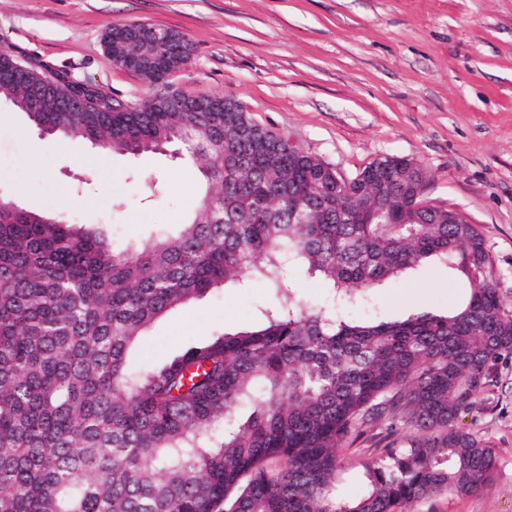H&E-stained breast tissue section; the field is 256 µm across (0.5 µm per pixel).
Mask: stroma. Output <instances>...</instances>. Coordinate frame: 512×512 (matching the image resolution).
<instances>
[{
    "label": "stroma",
    "mask_w": 512,
    "mask_h": 512,
    "mask_svg": "<svg viewBox=\"0 0 512 512\" xmlns=\"http://www.w3.org/2000/svg\"><path fill=\"white\" fill-rule=\"evenodd\" d=\"M143 22L189 42L170 83L227 96L261 126L346 177L384 156L428 173L424 198L463 212L485 239L489 275L512 305V0H0V48L44 74L103 95L153 92L102 44L112 26ZM163 182L149 196L144 180ZM203 180L170 153L107 154L41 133L0 102V196L38 213L107 224L116 247L173 234ZM466 288L428 263L373 292L379 316L447 314ZM269 297L259 282L170 311L143 336L133 368L153 366L215 331L250 328ZM471 429L495 448L492 488L439 496L412 512H512V364L482 395Z\"/></svg>",
    "instance_id": "35a3bbf8"
}]
</instances>
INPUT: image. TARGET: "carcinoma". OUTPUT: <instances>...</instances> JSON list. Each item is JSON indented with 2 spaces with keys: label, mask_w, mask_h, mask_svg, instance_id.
Wrapping results in <instances>:
<instances>
[{
  "label": "carcinoma",
  "mask_w": 512,
  "mask_h": 512,
  "mask_svg": "<svg viewBox=\"0 0 512 512\" xmlns=\"http://www.w3.org/2000/svg\"><path fill=\"white\" fill-rule=\"evenodd\" d=\"M152 26L103 40L136 53L155 92L112 99L18 68L0 50V99L25 111L43 92L73 112H29L49 135L106 153L175 147L204 193L180 230L119 249L101 226L0 198V512H409L493 486L500 463L462 418L512 361V307L488 273L484 237L424 203L427 172L399 156L345 178L255 123L233 99L169 86L179 59ZM428 261L467 284L447 315L350 316L379 283ZM295 266L319 278L307 304ZM262 281L273 301L254 327L219 331L132 370L131 350L169 311L228 283ZM407 430L400 448L350 463L337 449L369 424ZM356 467L362 491L338 493Z\"/></svg>",
  "instance_id": "cac0c4a2"
}]
</instances>
